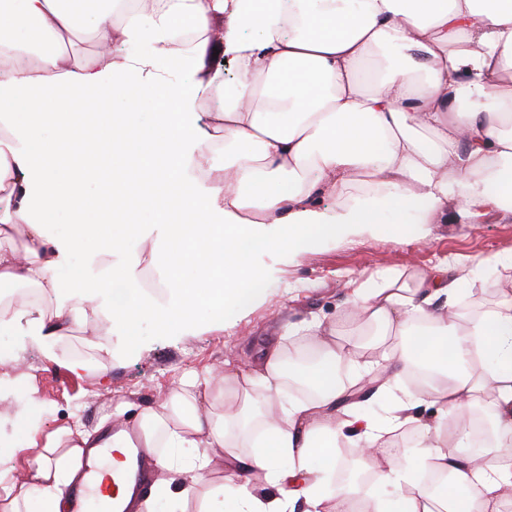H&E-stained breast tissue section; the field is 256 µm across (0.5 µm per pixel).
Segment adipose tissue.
I'll use <instances>...</instances> for the list:
<instances>
[{
	"instance_id": "1",
	"label": "adipose tissue",
	"mask_w": 512,
	"mask_h": 512,
	"mask_svg": "<svg viewBox=\"0 0 512 512\" xmlns=\"http://www.w3.org/2000/svg\"><path fill=\"white\" fill-rule=\"evenodd\" d=\"M26 38H18L17 27ZM90 30L99 53L71 62L65 47ZM235 64L226 88L205 68L207 48ZM392 52L382 76L366 84L358 71L375 50ZM39 56L38 71L19 63ZM0 99L23 96L40 122L0 113V285L33 290L36 299L0 303V324L17 323L44 352L63 323L99 324L149 318L192 327L208 302L212 327L225 310H243L266 295L267 270L256 255L301 256L314 239H333L379 221L378 211L345 197L356 179L383 193L398 211L417 209L423 224L476 218L488 208L512 211V0H0ZM151 80L166 104L159 135L143 136L129 112H109L112 94ZM210 99L213 144L197 124L199 98ZM53 144L34 153L42 125ZM336 208H321L323 198ZM155 206L154 223L138 221ZM97 221L81 223L86 209ZM76 217L68 233L50 232L42 212ZM121 225L120 234L106 232ZM26 238L13 244L15 231ZM97 247L83 252L86 238ZM83 253L81 279L59 273ZM159 271L154 288L144 265ZM193 277H185L184 266ZM461 279L440 265L429 275L356 285L351 316L380 326L395 343L364 376L387 386L424 367L434 380L425 395L439 408L487 413L497 442L483 464L448 451L440 429L419 435V481L399 471L397 457L373 481L399 476L395 500L372 512H512V289L474 314L453 312ZM55 300L44 313V300ZM317 318L285 322L248 372L224 369V399L235 411L208 408L209 382L183 379L140 416L132 439L118 418L90 432L43 431L29 420L23 476L20 450L0 445V512H71L89 448L158 449L164 476L155 488L168 512H359L350 486L321 487L314 468L334 470L345 435L337 405L355 397L336 379L349 358ZM304 353L288 350L289 337ZM314 396L285 401L289 379ZM265 390L259 405L248 395ZM399 402L387 423L365 427L359 458L383 440L399 444L411 423ZM224 475L208 483L213 449Z\"/></svg>"
}]
</instances>
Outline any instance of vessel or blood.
Returning a JSON list of instances; mask_svg holds the SVG:
<instances>
[{
	"label": "vessel or blood",
	"mask_w": 512,
	"mask_h": 512,
	"mask_svg": "<svg viewBox=\"0 0 512 512\" xmlns=\"http://www.w3.org/2000/svg\"><path fill=\"white\" fill-rule=\"evenodd\" d=\"M112 454V449L97 448L86 456L82 466L84 485L81 493L75 496L74 512H91L95 502L109 496L124 484L131 485L137 494L148 493L155 452L146 448L125 449L123 456L127 466L122 471L104 466V458Z\"/></svg>",
	"instance_id": "obj_1"
}]
</instances>
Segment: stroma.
Returning <instances> with one entry per match:
<instances>
[{
	"label": "stroma",
	"instance_id": "1",
	"mask_svg": "<svg viewBox=\"0 0 512 512\" xmlns=\"http://www.w3.org/2000/svg\"><path fill=\"white\" fill-rule=\"evenodd\" d=\"M131 96L138 100L141 132L154 135L161 109L154 85L145 81L133 93L114 94L113 108L124 109ZM382 215V224L373 229L317 242L301 258L274 264L262 303L226 313L223 327L203 333L176 322L160 330L136 320L128 324L123 353L116 356L106 350L109 336L78 324L58 337L50 361L39 347L24 343L16 328L0 327V374L16 380L15 408L0 409V440L28 446L27 424L16 415L20 409L47 432L89 430L119 411L136 417L190 373L209 377L213 410L223 412L225 365L248 371L288 319L316 316L343 326L344 299L353 282L393 270L426 275L439 261L454 259L476 272L475 280L460 286L458 311L469 313L496 299L498 284L508 274L499 261L512 257L511 212L496 210L474 224L421 226L388 208ZM76 357L86 364L77 373L68 367Z\"/></svg>",
	"mask_w": 512,
	"mask_h": 512
}]
</instances>
